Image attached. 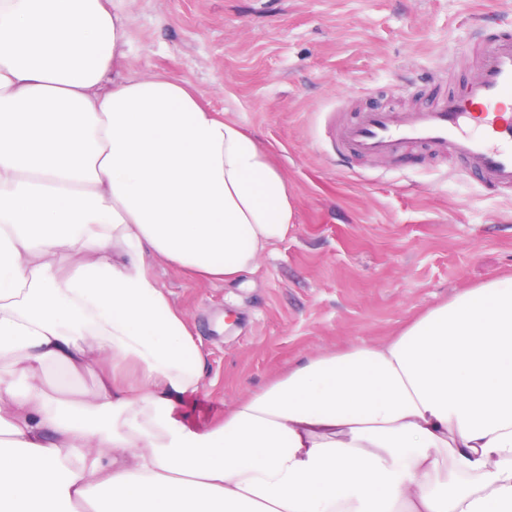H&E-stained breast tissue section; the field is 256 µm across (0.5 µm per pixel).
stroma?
<instances>
[{
  "label": "stroma",
  "mask_w": 512,
  "mask_h": 512,
  "mask_svg": "<svg viewBox=\"0 0 512 512\" xmlns=\"http://www.w3.org/2000/svg\"><path fill=\"white\" fill-rule=\"evenodd\" d=\"M117 77L190 82L285 170L296 223L231 286L145 264L191 324L204 387L175 413L206 428L288 365L378 345L458 291L512 273V192L424 150L335 161L325 112L411 111L472 79L467 50L512 31V0H120ZM20 386L72 399L93 372L50 366Z\"/></svg>",
  "instance_id": "35a3bbf8"
}]
</instances>
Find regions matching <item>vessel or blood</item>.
Segmentation results:
<instances>
[{
	"label": "vessel or blood",
	"instance_id": "b4317fda",
	"mask_svg": "<svg viewBox=\"0 0 512 512\" xmlns=\"http://www.w3.org/2000/svg\"><path fill=\"white\" fill-rule=\"evenodd\" d=\"M469 54L478 77L436 92L421 109L381 107L354 121L331 113L327 132L336 154L394 158L425 147L482 182L512 191V119L500 113L504 101L512 99V39L473 41Z\"/></svg>",
	"mask_w": 512,
	"mask_h": 512
}]
</instances>
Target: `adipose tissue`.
Here are the masks:
<instances>
[{
    "label": "adipose tissue",
    "instance_id": "1",
    "mask_svg": "<svg viewBox=\"0 0 512 512\" xmlns=\"http://www.w3.org/2000/svg\"><path fill=\"white\" fill-rule=\"evenodd\" d=\"M128 26L0 0V512H512V276L177 423L205 358L146 254L235 284L295 200L189 82L111 79ZM47 364L96 393L16 389Z\"/></svg>",
    "mask_w": 512,
    "mask_h": 512
}]
</instances>
